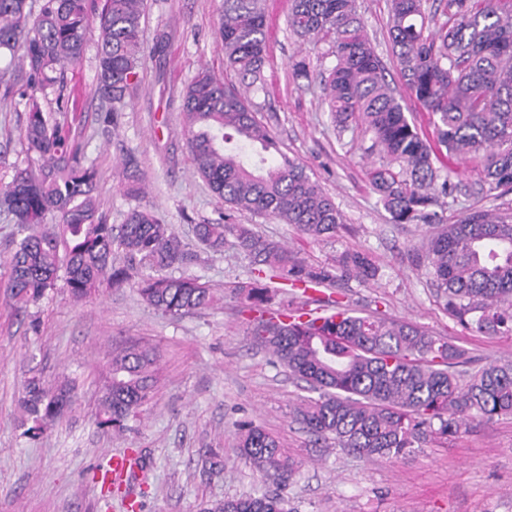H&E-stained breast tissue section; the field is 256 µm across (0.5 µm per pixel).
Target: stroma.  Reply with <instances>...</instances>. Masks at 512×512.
Masks as SVG:
<instances>
[{"label":"stroma","instance_id":"1","mask_svg":"<svg viewBox=\"0 0 512 512\" xmlns=\"http://www.w3.org/2000/svg\"><path fill=\"white\" fill-rule=\"evenodd\" d=\"M148 5L146 61L118 125L102 121L111 105L95 91V42H88L62 94L74 116L71 133L97 169L95 193L107 222L123 223L139 206L153 209L192 255L181 273L209 284L216 301L171 316L149 307L133 283L103 286L82 300L60 283L20 311L0 292V512H125L129 497L138 503L137 512H200L225 497L258 491L282 495L289 512H512L511 415L470 422L447 442L424 443L404 458L374 461L315 446L292 420L290 408L305 396V384L255 342L256 314L231 291L250 277V258L230 243L223 253L203 252L193 232L194 225L217 220L224 204L194 172L182 94L202 68L237 80L224 67L218 36L224 2ZM356 5L377 54L391 63L386 0ZM264 7L269 62L265 90L255 100L264 113H276L273 130L281 151L305 166L344 222L335 235L318 241L271 217L243 212L237 223L252 225L312 264L332 262L345 251L366 252L378 268L374 280H339L321 288L317 299L428 329L465 351L469 362L462 373L512 360V334L464 327L438 302L420 250L436 225L393 223L368 182L379 160L367 152L369 138L358 131L337 133L331 124L320 83L321 72L335 63L327 42L289 32L288 0H265ZM300 57L310 63V79L291 75ZM26 117L20 96L0 99V184L29 162L21 142ZM129 155L137 162V194L128 191ZM440 175L448 181L447 194L432 206L440 224L481 208L466 190L474 174L463 162L445 157ZM133 343L156 348V384L140 416L115 433L99 428L95 414L113 355ZM33 372L50 389L69 385L74 400L35 439L25 433L20 407ZM244 420L277 436L285 454L300 461L287 485L241 460L236 424ZM125 452L135 455L137 470L121 493L108 494L97 482L98 469L108 455Z\"/></svg>","mask_w":512,"mask_h":512}]
</instances>
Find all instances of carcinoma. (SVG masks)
I'll return each instance as SVG.
<instances>
[{"label": "carcinoma", "instance_id": "1", "mask_svg": "<svg viewBox=\"0 0 512 512\" xmlns=\"http://www.w3.org/2000/svg\"><path fill=\"white\" fill-rule=\"evenodd\" d=\"M146 0H43L38 15L27 0H0L3 98L22 89L28 111L24 140L32 164L0 185V210L24 233L10 252L5 293L19 310L36 304L63 279L76 299L101 285L121 288L141 269L143 301L179 316L214 302L210 287L169 270L191 257L182 238L147 208L124 223L107 224L94 195L97 170L84 161L69 130L45 102L67 72L97 42V91L112 102L106 124H117L118 105L136 87L146 52L142 40ZM389 41L405 87L428 112L433 137L405 115L357 14L355 0H289L288 29L324 40L335 64L322 77L338 134L356 124L370 136L383 164L369 171L372 189L397 224L433 223L436 162L446 151L472 165L471 191L497 201L512 194V0H387ZM224 65L242 87L265 88L268 60L262 0H224L219 22ZM259 106L224 79L202 70L183 95L184 135L198 176L224 200L227 212L195 225L204 248L218 253L228 237L256 265L234 291L259 318L254 338L276 363L316 396L292 410L314 442L359 457L398 459L429 437L448 438L469 419L512 415V361L489 364L460 386L456 367L464 353L408 321L355 315L341 305L320 321L296 313L275 297L307 293L336 281L362 282L377 267L362 252H344L313 265L295 250L237 224L234 211L273 217L319 239L336 233L343 216L333 199L296 159L284 154ZM125 254L116 266L112 254ZM426 259L437 298L467 328L512 333V214L475 209L428 239ZM156 350L133 344L112 357L97 424L127 429L150 398ZM70 388L55 392L32 374L21 401L26 434L36 437L70 406ZM241 456L284 484L300 463L282 452L261 427L238 424ZM201 512H287L278 495L227 497Z\"/></svg>", "mask_w": 512, "mask_h": 512}]
</instances>
